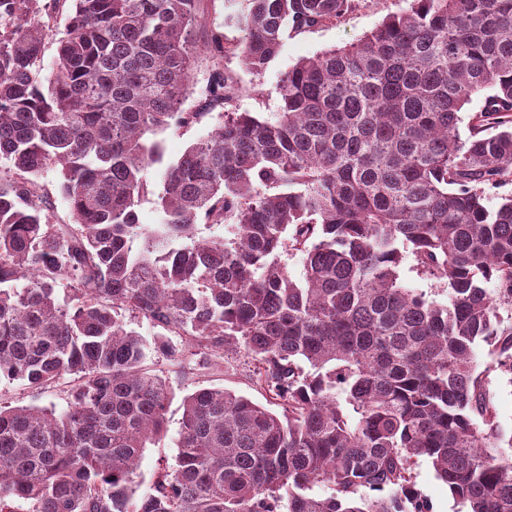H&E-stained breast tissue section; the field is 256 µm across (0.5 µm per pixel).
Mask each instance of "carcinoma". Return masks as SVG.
Wrapping results in <instances>:
<instances>
[{"label": "carcinoma", "instance_id": "obj_1", "mask_svg": "<svg viewBox=\"0 0 512 512\" xmlns=\"http://www.w3.org/2000/svg\"><path fill=\"white\" fill-rule=\"evenodd\" d=\"M201 2L0 0V380L36 395L70 380L59 411L0 405V512H433L420 458L466 512H512V434L489 390L512 376V194L489 205L512 185V0H410L299 59L266 117L240 110L226 60L260 74L288 31L352 0H245L227 17L239 40L207 41L186 112ZM214 112L175 161L147 142ZM153 195L161 221L142 224ZM409 258L447 302L404 286ZM149 352L200 377L239 355L280 411L197 388L175 465L140 496L137 460L174 397ZM320 483L333 493L310 494Z\"/></svg>", "mask_w": 512, "mask_h": 512}]
</instances>
